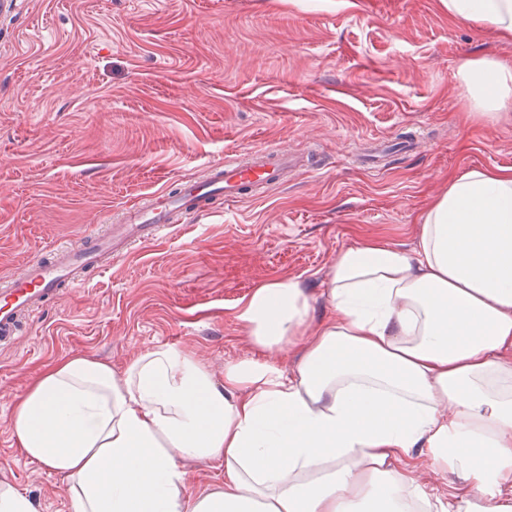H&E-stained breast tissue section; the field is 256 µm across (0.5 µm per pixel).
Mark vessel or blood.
I'll return each instance as SVG.
<instances>
[{"label":"vessel or blood","mask_w":512,"mask_h":512,"mask_svg":"<svg viewBox=\"0 0 512 512\" xmlns=\"http://www.w3.org/2000/svg\"><path fill=\"white\" fill-rule=\"evenodd\" d=\"M301 159L279 146L266 145L243 156L225 155L201 178H190L175 194L144 195L103 230L82 235L78 244H60L24 262L0 280V346L15 343L46 303L83 288L92 271L103 272L135 246L182 229L211 211L215 199L235 202L260 197L288 179Z\"/></svg>","instance_id":"b4317fda"}]
</instances>
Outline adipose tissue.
<instances>
[{"instance_id":"ef3b65f1","label":"adipose tissue","mask_w":512,"mask_h":512,"mask_svg":"<svg viewBox=\"0 0 512 512\" xmlns=\"http://www.w3.org/2000/svg\"><path fill=\"white\" fill-rule=\"evenodd\" d=\"M450 17L512 38V0H442ZM482 110L512 107V66L458 67ZM309 329L298 280L255 288L237 318L257 356L224 365L158 346L122 369L82 354L36 376L10 424L53 470L72 512H512V168H470L406 253L340 252ZM303 344L296 369L270 355ZM421 449L465 472L454 509L403 465ZM224 478L190 494L188 462Z\"/></svg>"}]
</instances>
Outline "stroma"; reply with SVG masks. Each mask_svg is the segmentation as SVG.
<instances>
[{"label":"stroma","instance_id":"1","mask_svg":"<svg viewBox=\"0 0 512 512\" xmlns=\"http://www.w3.org/2000/svg\"><path fill=\"white\" fill-rule=\"evenodd\" d=\"M466 57L512 65V39L452 19L440 0H0V278L225 153L322 156L321 171L264 196L215 200L0 349V481L40 512H71L10 425L48 365L84 354L119 369L188 346L223 380L225 362L255 354L237 314L259 284L297 279L316 328L332 315L323 290L343 249L413 252L451 175L512 167V111L479 113L457 75ZM408 137L415 149L394 152ZM407 463L444 502L469 488L418 451Z\"/></svg>","mask_w":512,"mask_h":512}]
</instances>
